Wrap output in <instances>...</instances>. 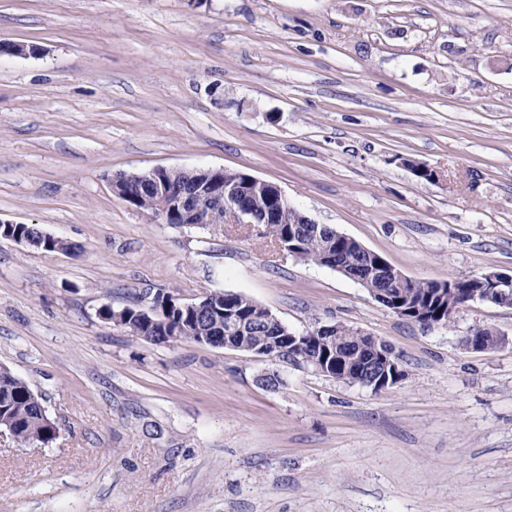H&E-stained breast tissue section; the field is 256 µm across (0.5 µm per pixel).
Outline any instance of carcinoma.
Listing matches in <instances>:
<instances>
[{
	"label": "carcinoma",
	"mask_w": 512,
	"mask_h": 512,
	"mask_svg": "<svg viewBox=\"0 0 512 512\" xmlns=\"http://www.w3.org/2000/svg\"><path fill=\"white\" fill-rule=\"evenodd\" d=\"M248 173L244 171L224 172V197H232L244 208L259 219L264 228V235L275 242L286 240L288 225L274 213L276 204L272 201L271 188L263 185H253L243 191L241 187ZM138 200L137 207L148 213L159 209L167 203V199L159 194L156 188L148 185L138 187L135 192ZM290 223L296 225L297 245L296 257L301 260L324 266L329 261L343 267L347 272L361 277L362 287L366 290L374 288L391 292L403 303L416 304L431 313L441 312L442 318L457 312L458 306L466 300L472 282L464 281L455 288L433 280H411L404 287L397 288L391 284L390 277L378 273L369 262L365 251L355 241L336 244L335 229L327 225H311L303 223L299 217H294ZM226 291L217 290L210 294L208 306L193 314L185 322L186 332L177 340L198 341L201 336H214L224 323V302L228 301ZM233 313L247 321L245 331L235 336L231 342L240 348H259L278 337L274 327L263 317L261 306L241 293L232 296ZM154 315L138 317L135 312L123 319L122 327L136 332L146 330ZM339 336L344 346L326 347L321 336L309 337L308 347L304 356H313L328 352L331 360L337 361L340 367L338 375L349 383L359 382V370L365 354L359 350L357 337L352 335V329L339 325ZM41 401L32 391L29 384L15 375L9 368L0 366V428L10 429L14 440L22 446L33 444L47 445L57 435V426L49 418H41Z\"/></svg>",
	"instance_id": "cac0c4a2"
}]
</instances>
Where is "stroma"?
<instances>
[{
	"mask_svg": "<svg viewBox=\"0 0 512 512\" xmlns=\"http://www.w3.org/2000/svg\"><path fill=\"white\" fill-rule=\"evenodd\" d=\"M0 366L59 433L0 435V512H512V306L391 312L258 224L173 225L112 175L244 171L413 279L512 270V0H0ZM441 179L418 178L413 165ZM246 295L388 343L375 390L101 319ZM504 336L471 348L473 325Z\"/></svg>",
	"mask_w": 512,
	"mask_h": 512,
	"instance_id": "35a3bbf8",
	"label": "stroma"
}]
</instances>
